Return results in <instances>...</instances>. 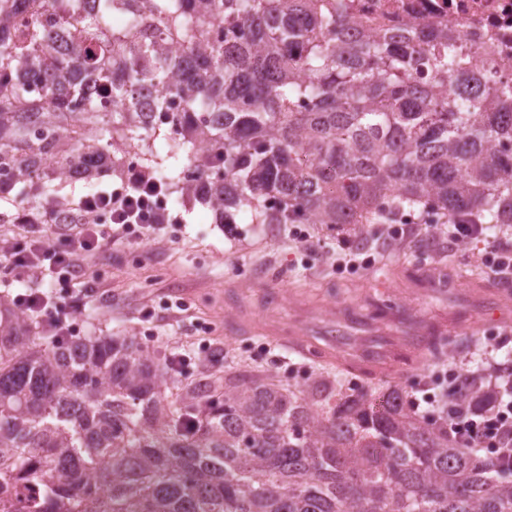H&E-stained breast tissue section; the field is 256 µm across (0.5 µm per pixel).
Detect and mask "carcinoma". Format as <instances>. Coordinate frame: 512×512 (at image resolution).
Listing matches in <instances>:
<instances>
[{"instance_id":"obj_1","label":"carcinoma","mask_w":512,"mask_h":512,"mask_svg":"<svg viewBox=\"0 0 512 512\" xmlns=\"http://www.w3.org/2000/svg\"><path fill=\"white\" fill-rule=\"evenodd\" d=\"M24 2L0 0V197L29 208L0 224H57L59 171L89 183L135 153L168 162L173 187L193 166L181 193L225 220L361 235L430 205L448 224L512 225V81L477 64L486 47L422 23L366 36L352 0H99L82 20L77 0H41L77 25L65 53L17 24ZM116 10L128 23L110 32ZM92 77L121 104L85 96ZM465 350L432 336L425 356ZM510 397L512 368L464 372L423 414L399 384L349 390L328 371L299 389L212 368L182 384L165 355L116 336L55 344L17 311L0 318V512H512V464L448 432Z\"/></svg>"}]
</instances>
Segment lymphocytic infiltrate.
<instances>
[{
	"instance_id": "f902f5d3",
	"label": "lymphocytic infiltrate",
	"mask_w": 512,
	"mask_h": 512,
	"mask_svg": "<svg viewBox=\"0 0 512 512\" xmlns=\"http://www.w3.org/2000/svg\"><path fill=\"white\" fill-rule=\"evenodd\" d=\"M168 189L147 169L128 170L124 186L75 198L73 205L84 213L106 214V221L88 224H58L51 234L27 225L17 243L0 249V270L5 286L23 283L30 277L47 282V290L11 295L17 310L37 317L52 342L72 335L78 314L86 307L105 303L108 282L99 271L83 269L85 260L103 258L113 246L148 240L169 225L172 217L160 206ZM512 427V401L498 402L471 417L449 420L456 437L497 448L500 457L512 458V448H498L499 431Z\"/></svg>"
}]
</instances>
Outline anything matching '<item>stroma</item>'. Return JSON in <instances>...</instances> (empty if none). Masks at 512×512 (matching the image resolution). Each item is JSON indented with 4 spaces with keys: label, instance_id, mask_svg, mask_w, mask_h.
<instances>
[{
    "label": "stroma",
    "instance_id": "1",
    "mask_svg": "<svg viewBox=\"0 0 512 512\" xmlns=\"http://www.w3.org/2000/svg\"><path fill=\"white\" fill-rule=\"evenodd\" d=\"M171 213L177 222L168 234L114 249L108 271L112 304L83 311L77 318L79 335L124 336L151 352L195 351L207 341L223 350L228 366L269 370L302 383L316 370L332 372L349 359L366 361L373 347L384 350L400 341L394 309L410 317L451 316L466 324L481 293L505 282L485 262L489 245L512 250V227L504 224L487 227L485 239L463 250L451 239L432 253L398 250L391 246L389 223L381 222L368 228L372 242L364 252L373 263L348 274L337 272L333 263L339 244L355 245L351 231L305 225L311 240L325 245L306 259L283 225L252 223L249 213L236 214L234 236L201 202L182 201ZM151 293L183 298L186 313L176 322L163 312L144 320L141 304ZM342 318L359 319L357 330L335 345L324 336H309L308 354L293 351L268 331L280 322L303 330L312 321L326 326ZM202 321L214 324L211 335L197 332ZM474 337L478 348L470 357L455 355L441 366L402 364L375 384L397 382L419 397L434 388L440 370L454 374L488 359L512 361V323L485 318Z\"/></svg>",
    "mask_w": 512,
    "mask_h": 512
}]
</instances>
